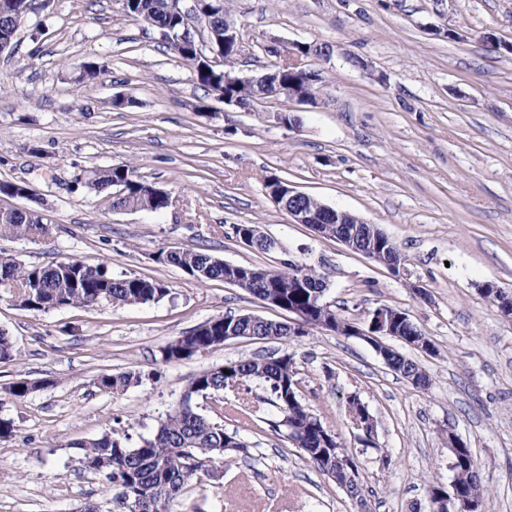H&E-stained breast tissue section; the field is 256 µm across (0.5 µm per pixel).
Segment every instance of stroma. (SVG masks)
Listing matches in <instances>:
<instances>
[{"label": "stroma", "mask_w": 512, "mask_h": 512, "mask_svg": "<svg viewBox=\"0 0 512 512\" xmlns=\"http://www.w3.org/2000/svg\"><path fill=\"white\" fill-rule=\"evenodd\" d=\"M244 45L235 71L264 72L263 47L310 45L303 67L321 72L316 104L225 109L158 32L120 0H50L0 55V182H27L43 198L51 235L0 238L28 265L65 258L107 262L113 275L160 279L161 300L31 312L0 300V329L16 357L0 363V512H111L113 491L85 469L79 443L112 432L150 437L200 371L242 358L292 355L301 395L353 457L369 512H433L428 487L450 488L446 445L458 435L479 463L483 512H512V319L478 290L512 292V0H227ZM494 36L504 50L488 51ZM329 57H322V49ZM102 72L84 79L79 66ZM125 106L116 108L113 98ZM290 110L291 129L276 114ZM130 164L166 189L160 213L114 210L77 177ZM275 175L322 203L378 225L398 246L393 274L339 242L291 223L266 194ZM257 224L278 247L260 252L232 227ZM202 250L234 264L315 267L325 299L365 323L386 305L406 313L436 354L389 339L429 378L412 386L362 339L315 329L290 342L238 338L167 363L161 349L202 323L252 313L284 322L221 281L200 282L159 263L160 251ZM139 384L105 392V375ZM22 378L42 386L17 399ZM358 397L375 420L372 444L347 412ZM238 404L243 417L225 416ZM249 447L228 454L219 479L188 485L170 512H357L269 423L278 411L253 381L197 399Z\"/></svg>", "instance_id": "1"}]
</instances>
